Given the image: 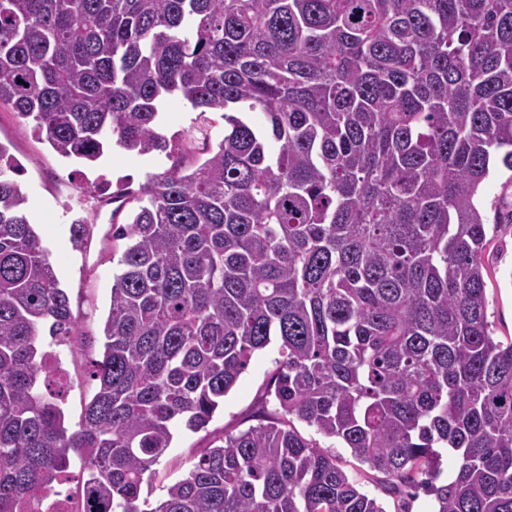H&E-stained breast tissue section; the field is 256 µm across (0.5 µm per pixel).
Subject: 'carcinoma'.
Listing matches in <instances>:
<instances>
[{"instance_id": "cac0c4a2", "label": "carcinoma", "mask_w": 512, "mask_h": 512, "mask_svg": "<svg viewBox=\"0 0 512 512\" xmlns=\"http://www.w3.org/2000/svg\"><path fill=\"white\" fill-rule=\"evenodd\" d=\"M174 95L199 114L167 136ZM0 105L66 159L172 160L120 190L136 206L71 431L44 336L76 321L0 144V512H30L72 452L85 512H385L296 421L435 512H512L479 197L493 162L512 171V0H0ZM70 232L82 249L87 220ZM274 338L258 425L141 499L174 426L205 428Z\"/></svg>"}]
</instances>
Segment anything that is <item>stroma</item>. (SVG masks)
I'll list each match as a JSON object with an SVG mask.
<instances>
[{
  "instance_id": "1",
  "label": "stroma",
  "mask_w": 512,
  "mask_h": 512,
  "mask_svg": "<svg viewBox=\"0 0 512 512\" xmlns=\"http://www.w3.org/2000/svg\"><path fill=\"white\" fill-rule=\"evenodd\" d=\"M0 143L21 164L18 181L28 197L32 221L41 235L62 288L69 294L79 334L56 346L68 371L70 385L64 392L63 409L70 428H77L84 406L93 397L96 382L91 372L101 360L103 323L110 306L112 277L120 270L124 242L112 239V209L99 207L100 198L115 192L121 180L134 185L145 182L149 173L168 167L162 156H135L119 149L107 150L104 165H83L60 157L33 131L31 123L9 107H0ZM85 217L92 235L83 249H73L70 226L76 217ZM489 246L484 260L488 269L486 299L488 319L499 339L512 338V224H487ZM278 343H270L254 353L247 370L225 396L205 430L191 432L177 428L170 448L161 458L149 481L142 484V496L162 499L169 485L184 478L197 455L213 437L253 425L256 403L276 368ZM302 434L318 438L323 448L332 450L347 474L360 489L382 503L385 512H433V498L419 494L387 493L379 479L370 478L341 443L317 437L313 428Z\"/></svg>"
}]
</instances>
